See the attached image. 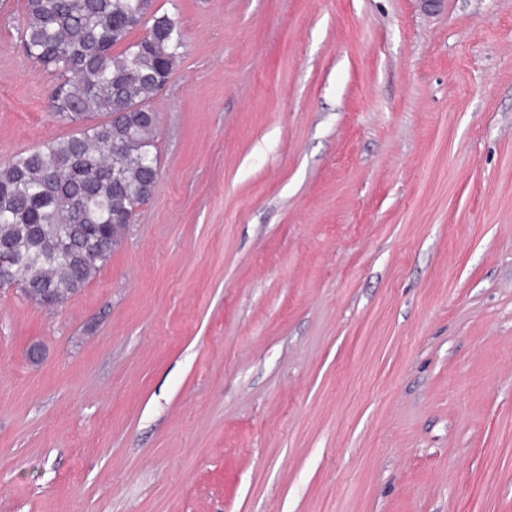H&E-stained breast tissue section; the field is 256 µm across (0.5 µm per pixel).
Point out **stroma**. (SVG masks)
Wrapping results in <instances>:
<instances>
[{
  "instance_id": "35a3bbf8",
  "label": "stroma",
  "mask_w": 512,
  "mask_h": 512,
  "mask_svg": "<svg viewBox=\"0 0 512 512\" xmlns=\"http://www.w3.org/2000/svg\"><path fill=\"white\" fill-rule=\"evenodd\" d=\"M0 0V164L70 133ZM157 185L0 288V512H512V0H155Z\"/></svg>"
}]
</instances>
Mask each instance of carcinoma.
Here are the masks:
<instances>
[{"mask_svg": "<svg viewBox=\"0 0 512 512\" xmlns=\"http://www.w3.org/2000/svg\"><path fill=\"white\" fill-rule=\"evenodd\" d=\"M21 44L55 76L50 107L75 130L0 165V252L19 258L29 302L48 294L60 306L106 264L155 189L153 102L184 39L154 0H24Z\"/></svg>", "mask_w": 512, "mask_h": 512, "instance_id": "1", "label": "carcinoma"}]
</instances>
